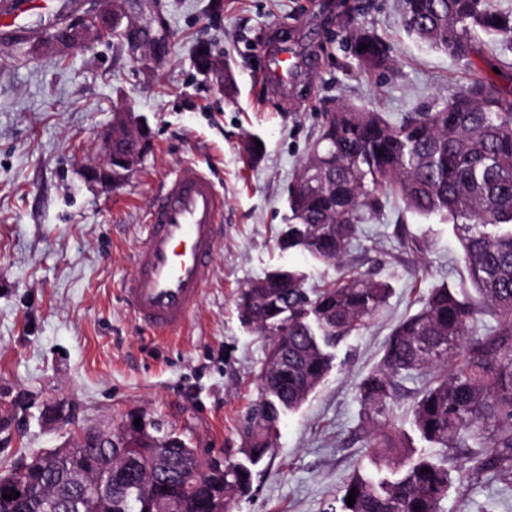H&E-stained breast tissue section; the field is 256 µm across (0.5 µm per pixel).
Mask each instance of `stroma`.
<instances>
[{
  "label": "stroma",
  "instance_id": "35a3bbf8",
  "mask_svg": "<svg viewBox=\"0 0 512 512\" xmlns=\"http://www.w3.org/2000/svg\"><path fill=\"white\" fill-rule=\"evenodd\" d=\"M34 10L25 43L0 48V473L36 453L74 443L77 430L117 427L141 416L209 455L240 459L243 419L257 395L266 341L239 318V291L277 267L302 271L310 288L346 271L385 281L384 308L336 346L333 366L298 410L282 415L271 455L255 468L250 495L231 512H329L359 472L379 479L364 450L355 397L394 326L430 288H469L451 224L389 202L366 224L343 266L281 250L278 236L297 169L336 100L393 116L461 91L493 58L464 64L403 30L400 0H124L118 35L58 54L47 33L75 22L93 0H53ZM376 29L390 68L364 71L349 52L348 27ZM287 35L305 56L288 98L260 81L269 46ZM207 46L230 59L238 92L226 97L199 73ZM134 106L150 147L116 187L88 183L113 114ZM260 137L266 154L246 162ZM210 172L224 195V236L210 282L182 332L139 328L121 298L146 235L157 185L183 165ZM415 240L416 249L405 247ZM65 404L73 422L52 410ZM411 399L390 416L413 453L456 469L415 431ZM443 512H512V484L451 480Z\"/></svg>",
  "mask_w": 512,
  "mask_h": 512
}]
</instances>
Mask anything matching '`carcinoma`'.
<instances>
[{"mask_svg": "<svg viewBox=\"0 0 512 512\" xmlns=\"http://www.w3.org/2000/svg\"><path fill=\"white\" fill-rule=\"evenodd\" d=\"M401 21L408 35L456 60L512 44V10H494L488 0H401ZM348 38L363 69L391 65L377 35L354 29ZM392 197L410 212L443 215L456 226L475 294L432 288L422 307L393 329L377 366L355 387L370 428L367 451L381 464L394 463L404 441L388 412L403 381L419 373L423 383L412 392L411 413L420 437L463 455L461 482L485 472L512 482V85L477 73L447 101L394 119L336 104L289 192L279 245L337 263ZM390 291L360 272L313 293L305 276L289 268L251 281L239 294V316L269 344L246 416L245 460L226 459L224 468L204 472L193 449L175 437L142 431L129 437L119 458L78 438L73 455L107 458L124 470L113 480L108 512H229L252 489L253 467L274 448L281 416L316 391L332 367L331 349L364 328ZM480 324L485 334L477 337ZM469 440L479 447H467ZM40 459L26 474L9 471L19 496L0 493V512H59L53 502L78 496L69 458L48 452ZM401 465L397 478L353 475L330 510L441 512L448 468L423 456H407Z\"/></svg>", "mask_w": 512, "mask_h": 512, "instance_id": "cac0c4a2", "label": "carcinoma"}]
</instances>
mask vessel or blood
I'll return each mask as SVG.
<instances>
[{
	"mask_svg": "<svg viewBox=\"0 0 512 512\" xmlns=\"http://www.w3.org/2000/svg\"><path fill=\"white\" fill-rule=\"evenodd\" d=\"M23 0H0V39L16 40ZM296 68L287 44L270 52L266 83L287 89ZM224 196L211 175L182 166L154 195L144 243L137 250L124 297L137 324L155 335L180 332L207 285L224 234Z\"/></svg>",
	"mask_w": 512,
	"mask_h": 512,
	"instance_id": "vessel-or-blood-1",
	"label": "vessel or blood"
}]
</instances>
